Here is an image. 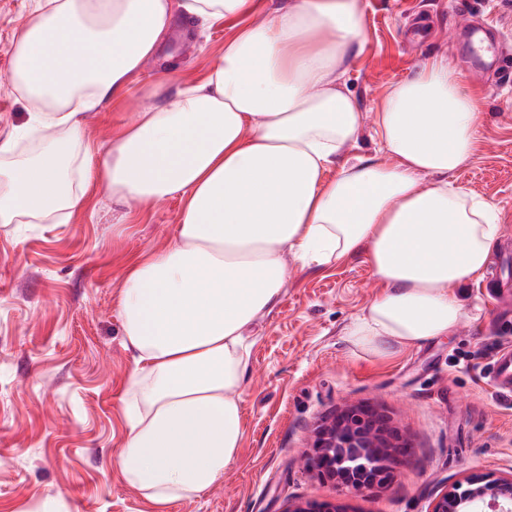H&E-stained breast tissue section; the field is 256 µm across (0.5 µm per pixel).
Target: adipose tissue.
<instances>
[{"label":"adipose tissue","mask_w":512,"mask_h":512,"mask_svg":"<svg viewBox=\"0 0 512 512\" xmlns=\"http://www.w3.org/2000/svg\"><path fill=\"white\" fill-rule=\"evenodd\" d=\"M180 17L224 21L223 54L172 97L159 75L147 93L163 105L95 154L86 113ZM360 18L361 0H288L269 14L264 0H35L14 39L10 82L28 118L0 136V224L66 218L93 183L119 211L181 203L171 244L126 269L118 302L131 369L113 465L152 512L199 497L234 460L248 333L293 267L365 256L380 291L345 329L365 358L453 333L459 289L485 275L498 208L453 180L478 149L479 101L447 61L387 92L379 158L341 161L363 123L343 81Z\"/></svg>","instance_id":"1"}]
</instances>
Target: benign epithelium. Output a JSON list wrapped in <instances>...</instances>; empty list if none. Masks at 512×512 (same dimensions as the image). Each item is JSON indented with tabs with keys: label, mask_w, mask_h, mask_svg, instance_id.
<instances>
[{
	"label": "benign epithelium",
	"mask_w": 512,
	"mask_h": 512,
	"mask_svg": "<svg viewBox=\"0 0 512 512\" xmlns=\"http://www.w3.org/2000/svg\"><path fill=\"white\" fill-rule=\"evenodd\" d=\"M408 442L392 420L366 404H349L314 429L313 463L336 488L361 492L387 483L393 466L407 455ZM332 503H294L286 512H338ZM430 512H512V476L474 475L434 497Z\"/></svg>",
	"instance_id": "1"
}]
</instances>
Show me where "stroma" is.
I'll return each instance as SVG.
<instances>
[{
  "instance_id": "1",
  "label": "stroma",
  "mask_w": 512,
  "mask_h": 512,
  "mask_svg": "<svg viewBox=\"0 0 512 512\" xmlns=\"http://www.w3.org/2000/svg\"><path fill=\"white\" fill-rule=\"evenodd\" d=\"M34 0H0V130L25 117L8 79L14 35ZM491 22L499 67L476 69L455 45L460 17ZM362 36L344 82L364 114L344 158H374V109L421 63L447 58L479 99L481 148L457 184L495 199L500 239L484 284L459 290L467 315L451 336L380 360L353 354L344 330L378 292L364 256L296 269L251 331L242 394L245 434L224 478L169 512H286L333 501L346 512H429L434 496L472 473L512 475V399L497 397L475 361L512 344V0H362ZM230 29L193 25L168 63L148 60L125 90L85 120L106 153L117 128L162 105L147 84L171 70L169 93L201 81ZM181 204L166 199L112 221L102 188L61 224L0 226V512H148L112 465L124 445L121 399L130 355L118 314L121 277L139 255L167 247ZM389 416L410 453L385 486L345 495L301 455L312 431L346 401Z\"/></svg>"
}]
</instances>
